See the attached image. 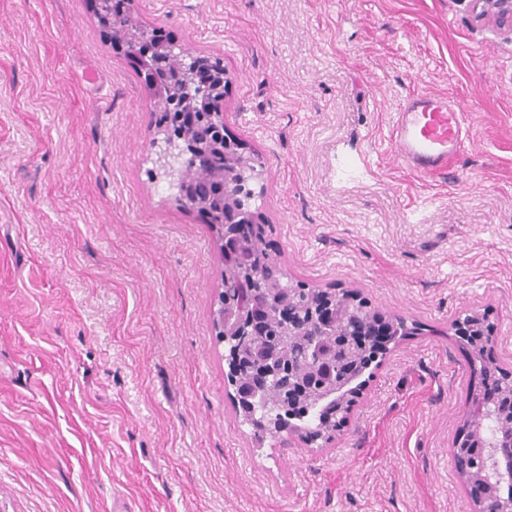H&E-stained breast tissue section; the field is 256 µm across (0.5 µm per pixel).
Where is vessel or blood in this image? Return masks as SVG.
Returning <instances> with one entry per match:
<instances>
[{
    "mask_svg": "<svg viewBox=\"0 0 512 512\" xmlns=\"http://www.w3.org/2000/svg\"><path fill=\"white\" fill-rule=\"evenodd\" d=\"M466 117L451 96L410 95L398 112L391 144L399 159L421 175H447L466 136Z\"/></svg>",
    "mask_w": 512,
    "mask_h": 512,
    "instance_id": "1",
    "label": "vessel or blood"
}]
</instances>
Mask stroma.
I'll use <instances>...</instances> for the list:
<instances>
[{
    "mask_svg": "<svg viewBox=\"0 0 512 512\" xmlns=\"http://www.w3.org/2000/svg\"><path fill=\"white\" fill-rule=\"evenodd\" d=\"M223 59L289 278L416 324L321 448L255 444L214 322L220 245L149 180L150 95L89 0H0V512H472L449 446L487 314L512 371V34L469 0H134ZM456 99L446 178L398 159L410 93Z\"/></svg>",
    "mask_w": 512,
    "mask_h": 512,
    "instance_id": "obj_1",
    "label": "stroma"
}]
</instances>
